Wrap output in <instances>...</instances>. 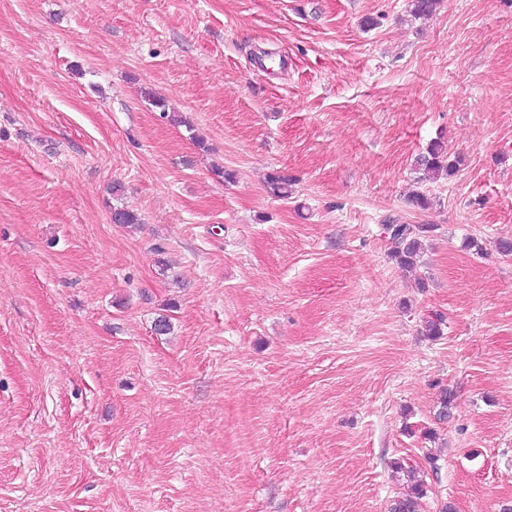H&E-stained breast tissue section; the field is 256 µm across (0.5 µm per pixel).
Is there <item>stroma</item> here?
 <instances>
[{
    "instance_id": "stroma-1",
    "label": "stroma",
    "mask_w": 512,
    "mask_h": 512,
    "mask_svg": "<svg viewBox=\"0 0 512 512\" xmlns=\"http://www.w3.org/2000/svg\"><path fill=\"white\" fill-rule=\"evenodd\" d=\"M502 240L512 0H0V512H500ZM416 167L425 177H451L456 170V164L448 161V156L439 141L432 142L426 152L416 159ZM386 228L396 246L392 252V257L400 267L405 269L414 268L421 258L420 237L423 233L428 232L427 226L387 224Z\"/></svg>"
}]
</instances>
